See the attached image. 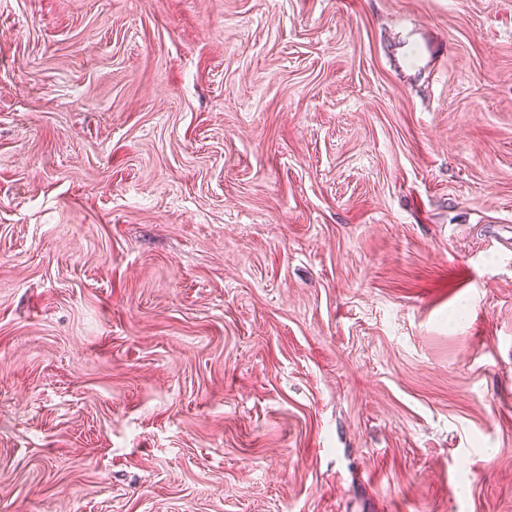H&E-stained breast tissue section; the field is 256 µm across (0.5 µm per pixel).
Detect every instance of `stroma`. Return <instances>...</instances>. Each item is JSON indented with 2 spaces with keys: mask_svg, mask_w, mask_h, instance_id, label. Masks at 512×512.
I'll return each instance as SVG.
<instances>
[{
  "mask_svg": "<svg viewBox=\"0 0 512 512\" xmlns=\"http://www.w3.org/2000/svg\"><path fill=\"white\" fill-rule=\"evenodd\" d=\"M0 512H512V0H0Z\"/></svg>",
  "mask_w": 512,
  "mask_h": 512,
  "instance_id": "stroma-1",
  "label": "stroma"
}]
</instances>
